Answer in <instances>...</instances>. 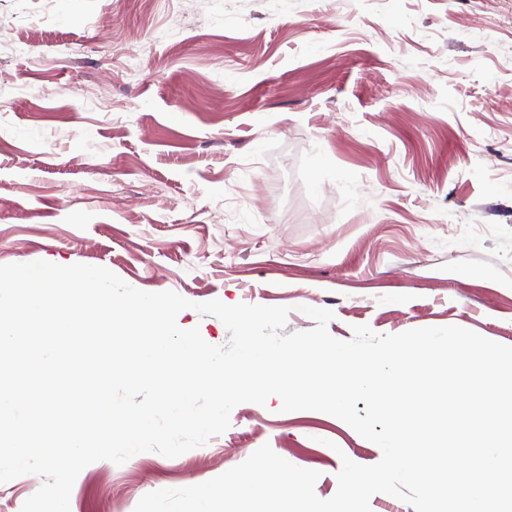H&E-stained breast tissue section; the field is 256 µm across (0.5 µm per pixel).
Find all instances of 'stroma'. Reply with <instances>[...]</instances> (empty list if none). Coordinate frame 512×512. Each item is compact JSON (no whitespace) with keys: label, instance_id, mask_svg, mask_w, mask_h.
I'll return each instance as SVG.
<instances>
[{"label":"stroma","instance_id":"35a3bbf8","mask_svg":"<svg viewBox=\"0 0 512 512\" xmlns=\"http://www.w3.org/2000/svg\"><path fill=\"white\" fill-rule=\"evenodd\" d=\"M0 264L108 268L192 301L334 313L353 339L460 326L512 346V0H0ZM318 471L380 448L279 397L205 446L84 468L70 512H134L263 444Z\"/></svg>","mask_w":512,"mask_h":512}]
</instances>
